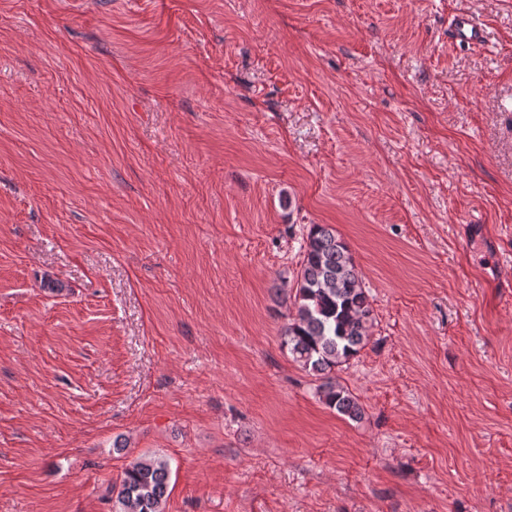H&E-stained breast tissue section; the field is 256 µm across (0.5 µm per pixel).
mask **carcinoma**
<instances>
[{
  "mask_svg": "<svg viewBox=\"0 0 512 512\" xmlns=\"http://www.w3.org/2000/svg\"><path fill=\"white\" fill-rule=\"evenodd\" d=\"M293 307L282 347L320 380L318 393L329 408L352 420L361 418V405L334 373L365 347L372 309L349 246L327 224L308 229ZM169 479L165 457L136 459L123 472L113 512H163Z\"/></svg>",
  "mask_w": 512,
  "mask_h": 512,
  "instance_id": "cac0c4a2",
  "label": "carcinoma"
}]
</instances>
